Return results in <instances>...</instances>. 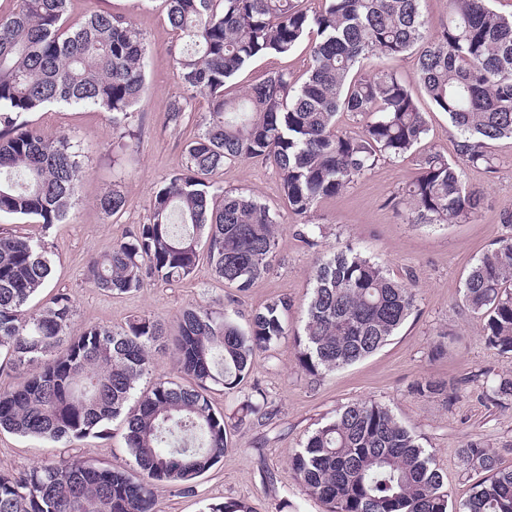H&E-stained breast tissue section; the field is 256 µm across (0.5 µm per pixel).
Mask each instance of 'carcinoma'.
Here are the masks:
<instances>
[{
    "label": "carcinoma",
    "instance_id": "carcinoma-1",
    "mask_svg": "<svg viewBox=\"0 0 512 512\" xmlns=\"http://www.w3.org/2000/svg\"><path fill=\"white\" fill-rule=\"evenodd\" d=\"M70 0H16L0 16V214L62 223L76 201L82 167L68 137L44 132L25 115L51 105L112 113L124 127L144 89L146 47L133 24L93 12L68 24ZM167 22L185 42L174 60L187 96L168 112L182 120L194 99L207 110L185 145V167L152 193L149 222L90 260L89 283L112 295L147 281L190 277L206 259L224 284L240 291L269 273L279 226L263 203L205 181L225 165L259 159L277 171L288 210L306 217L381 160H398L428 134L425 113L391 69L364 68L377 56L419 49L416 81L458 134L456 160L430 149L402 197L412 221L468 222L483 203L464 169L495 167L490 145L512 138V14L491 0H448V20L433 25L423 0H325L309 12L302 0H163ZM314 33L311 65L300 86L281 72L229 96L227 82L256 57L289 52ZM342 112L372 115L359 135L338 129ZM125 195L101 197L107 214ZM51 272L44 244L0 232V351L20 380L0 391V431L52 442L100 436L120 418L133 472L62 457L24 473L0 471V512H155L154 492L197 495L196 478L228 447L227 427L274 414L258 391L231 415L214 410L213 391L244 382L256 356L286 335L290 304L274 299L242 329L224 307L197 305L165 321L135 317L118 328L90 325L73 333V304L54 295L37 312L30 300ZM307 301L298 366L320 376L380 349L415 308V285L348 247L320 258ZM462 303L482 321L488 347L512 352V235L471 266ZM171 351L187 384L158 379L151 352ZM497 401H512V377L493 381ZM465 469L484 474L470 495L448 503L432 452L385 405L345 406L308 436L290 458L295 479L327 512H512V469L495 449L470 441ZM207 512H252L244 501Z\"/></svg>",
    "mask_w": 512,
    "mask_h": 512
}]
</instances>
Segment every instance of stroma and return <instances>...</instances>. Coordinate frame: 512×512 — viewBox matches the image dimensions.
Listing matches in <instances>:
<instances>
[{"instance_id":"obj_1","label":"stroma","mask_w":512,"mask_h":512,"mask_svg":"<svg viewBox=\"0 0 512 512\" xmlns=\"http://www.w3.org/2000/svg\"><path fill=\"white\" fill-rule=\"evenodd\" d=\"M93 11L126 17L147 38L145 90L129 119L138 136L123 138L110 114L94 108L61 106L29 113V121L47 133L69 136L83 168L77 201L63 223L46 231L33 220L0 215V232L42 240L51 260L48 283L32 299L31 309L41 308L54 294H66L74 305L73 327L79 330L89 325L119 327L144 315L172 325L184 309L199 304L225 306L243 324L270 300L285 297L291 303L285 339L256 357L242 385L212 396L214 409L228 415L258 388L273 401L274 415L251 419L230 431L223 460L197 478V495L185 497L172 488H158L156 512H204L208 503L233 500L247 501L253 512H279L285 501L290 504L288 512H326L323 503L296 481L289 460L312 432L360 400L389 407L423 447L433 450L450 501L466 498L478 479L457 457L458 448L467 442L488 443L496 449L500 467L512 468V404L491 401L483 385L485 378L512 375V353L486 346L480 320L461 301L469 268L492 243L512 233L504 222L506 211L512 209V138L493 143L494 172H466L467 182L484 195L470 223L414 224L405 206L395 205V197L418 172L422 153L417 150L400 160L379 162L340 195L320 201L308 217L320 231L308 240L298 235L300 220L284 205L280 180L271 166L256 159L227 166L215 175L217 184L226 192L256 197L277 215L279 248L271 271L242 292L218 281L203 262L187 279L154 282L115 297L88 283L87 263L147 223L153 189L184 167L185 143L196 132L206 103L196 99L190 117L181 124L169 119V105L181 100L184 90L173 66L180 44L161 0H71L69 19L77 23ZM314 41L310 34L288 53L253 59L229 82V93H239L272 72L302 83ZM369 64L387 66L408 82L427 117L425 147L455 159L457 135L447 114L434 107L417 83L416 54L385 62L373 58ZM114 189L125 195L127 205L110 216L98 201ZM348 245L381 262L392 278L414 282L417 307L382 349L313 377L298 366L293 338L303 329L317 258ZM426 381L444 385V393L418 394L416 385ZM124 434L119 419L107 423L103 435L70 446L0 431V469L17 474L73 454L127 470L133 460Z\"/></svg>"}]
</instances>
